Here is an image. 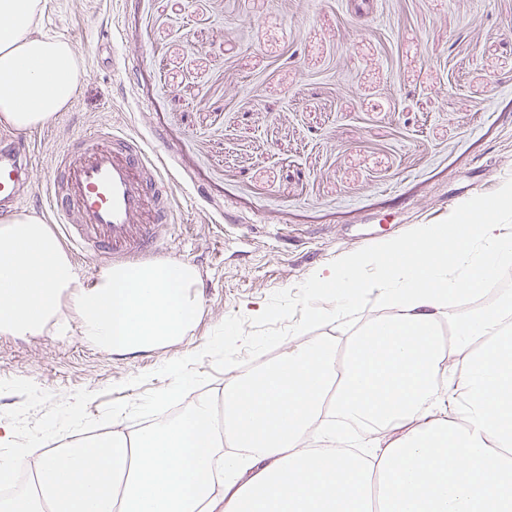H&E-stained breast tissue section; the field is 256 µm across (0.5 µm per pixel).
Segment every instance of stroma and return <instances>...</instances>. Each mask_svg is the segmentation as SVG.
I'll return each instance as SVG.
<instances>
[{
  "instance_id": "35a3bbf8",
  "label": "stroma",
  "mask_w": 512,
  "mask_h": 512,
  "mask_svg": "<svg viewBox=\"0 0 512 512\" xmlns=\"http://www.w3.org/2000/svg\"><path fill=\"white\" fill-rule=\"evenodd\" d=\"M41 27L87 79L32 131L27 209L72 137L131 131L177 179L161 256L199 273L202 315L163 348L103 350L73 318L59 336L0 335V379L94 392L90 416L165 387L161 365L365 237H408L512 184V0H46ZM381 305L370 291L315 332L347 335ZM141 373L146 388L125 387Z\"/></svg>"
}]
</instances>
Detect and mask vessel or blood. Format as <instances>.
I'll use <instances>...</instances> for the list:
<instances>
[{"label":"vessel or blood","mask_w":512,"mask_h":512,"mask_svg":"<svg viewBox=\"0 0 512 512\" xmlns=\"http://www.w3.org/2000/svg\"><path fill=\"white\" fill-rule=\"evenodd\" d=\"M34 149L23 135L0 137V216L20 204ZM165 155L114 127L74 138L52 169L41 205L74 254L131 263L158 253L174 224Z\"/></svg>","instance_id":"vessel-or-blood-1"}]
</instances>
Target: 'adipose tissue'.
Segmentation results:
<instances>
[{
	"label": "adipose tissue",
	"instance_id": "1",
	"mask_svg": "<svg viewBox=\"0 0 512 512\" xmlns=\"http://www.w3.org/2000/svg\"><path fill=\"white\" fill-rule=\"evenodd\" d=\"M44 0H0V127L52 123L87 78L75 47L45 35ZM512 186L464 203L448 235L406 240L314 271L310 293L356 310L369 289L385 313L339 340L296 326L278 359L224 386L215 423L201 397L178 420L127 432L13 445L0 436V481L32 470L0 512H512V291L461 319L453 295L485 292L512 264ZM197 269L163 259L99 269L84 284L43 217L0 221V334H45L68 308L90 343L134 353L187 336L202 307ZM250 449L225 457V442Z\"/></svg>",
	"mask_w": 512,
	"mask_h": 512
}]
</instances>
